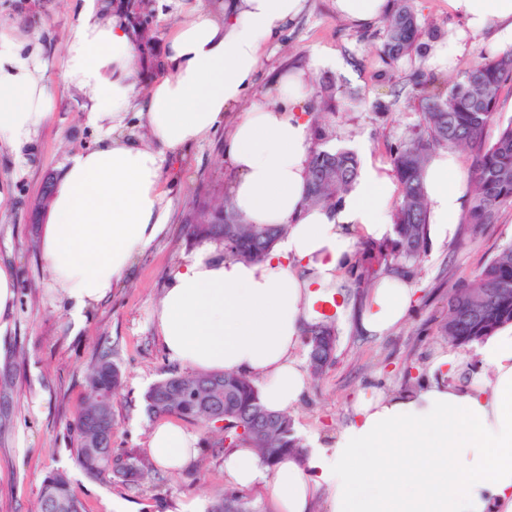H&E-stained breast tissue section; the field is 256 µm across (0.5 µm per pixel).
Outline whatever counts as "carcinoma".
I'll return each mask as SVG.
<instances>
[{"mask_svg": "<svg viewBox=\"0 0 512 512\" xmlns=\"http://www.w3.org/2000/svg\"><path fill=\"white\" fill-rule=\"evenodd\" d=\"M119 4L140 32L139 59L151 57L154 30L150 4L144 5L142 0H119ZM419 35L411 0H393L383 21L380 52L394 63L418 49ZM508 83L512 84V49L482 58L454 80L441 82L422 72L411 88L394 91L393 100L372 102L373 112L386 114L393 111L400 97L414 99L421 122L406 140L389 148L400 186L394 211L396 238L362 243L355 268L350 270V287L362 293L383 271L400 270L412 275L419 268L429 246L424 173L441 151L460 150L472 157L466 220L472 231L484 224L498 223L502 213L512 208V120L499 127L493 142L485 138L497 120L500 93ZM335 107L334 83H320L311 113L314 144L306 201L329 211L341 203V195L355 182L360 167L354 152L333 143L325 118L326 112ZM285 231L284 224L248 223L227 198H204L194 207L188 236L196 244L210 242L222 247L226 257L259 262ZM490 288L512 289V241L503 245L472 279L448 290L446 306L434 317L437 338L464 346L511 324V294L507 302L473 313L476 302ZM305 334L308 366L312 377L318 378L333 358L324 353L323 347L315 346V337L336 335L335 321L310 325ZM87 371L92 397L81 407L73 424L76 463L90 478L112 475L137 488L150 479L152 462L137 450L116 454L112 449L117 425L112 400L123 384L122 373L106 352L98 355ZM187 387L198 388L197 401L182 398V390ZM144 402L150 416L174 415L200 425L212 434L209 447L254 448L271 468L290 454L301 455L305 448L292 417L269 410L255 380L246 375L169 371L148 388ZM212 410L224 414V428L214 426ZM38 512H84L65 473H54L45 481ZM207 512H254V508L240 490L229 488L208 505Z\"/></svg>", "mask_w": 512, "mask_h": 512, "instance_id": "cac0c4a2", "label": "carcinoma"}]
</instances>
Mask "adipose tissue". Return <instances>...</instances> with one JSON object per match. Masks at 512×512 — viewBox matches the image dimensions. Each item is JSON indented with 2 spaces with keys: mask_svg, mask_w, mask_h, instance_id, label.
<instances>
[{
  "mask_svg": "<svg viewBox=\"0 0 512 512\" xmlns=\"http://www.w3.org/2000/svg\"><path fill=\"white\" fill-rule=\"evenodd\" d=\"M167 37L166 77L137 94L138 31L122 10L83 0L62 57L67 83L86 96L92 146L71 154L43 216L42 255L73 322L106 300L169 223L163 172L172 157L227 125L224 161L235 210L252 224L286 225L264 261L246 263L202 245L170 274L153 317L171 362L190 372L255 377L264 405L286 412L309 372L297 356L318 302L331 299L360 240L393 237L399 184L366 142L351 147L360 174L336 211L304 201L310 150L302 75L277 77L271 96L234 109L260 77L264 48L281 39L307 0H220L206 12L178 0ZM474 35L496 28L512 45V0H449ZM47 65L35 39L0 26V146L22 150L51 109ZM459 157L439 152L425 172L429 237L452 239L467 198ZM410 276L388 273L356 308L341 309L366 336L404 324L418 301ZM478 368L464 375L456 349L440 354L444 378L400 394H359L354 416L329 443L275 467L254 449L224 456V476L261 488L277 512H512V325L475 341ZM197 436L159 423L146 453L165 470L190 465Z\"/></svg>",
  "mask_w": 512,
  "mask_h": 512,
  "instance_id": "ef3b65f1",
  "label": "adipose tissue"
}]
</instances>
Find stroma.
Wrapping results in <instances>:
<instances>
[{
  "label": "stroma",
  "instance_id": "obj_1",
  "mask_svg": "<svg viewBox=\"0 0 512 512\" xmlns=\"http://www.w3.org/2000/svg\"><path fill=\"white\" fill-rule=\"evenodd\" d=\"M82 0H0V24H18L42 46L49 63L52 113L23 152L0 147V181L11 188L0 200V261L15 269V298L0 322V512H35L43 483L66 472L85 512H173L176 503L206 512L224 493V451L200 445L189 473L155 469L143 486L132 489L117 478L89 479L77 466L73 424L89 389L85 371L96 353H109L123 372L113 402L117 426L115 450L145 449L158 420L145 412L149 386L172 370L157 336L153 311L171 270L194 251L186 237L196 200L225 195L231 175L224 163V132L216 130L164 174L170 187V224L164 235L137 258L129 276L109 299L90 307L73 324L52 286L41 252L43 225L29 221L32 202L47 178L56 177L68 155L90 145L94 133L83 112L84 96L63 79L59 59ZM421 32L419 51L390 63L378 48L383 25L356 24L341 17L335 0H309V8L289 30L284 44L267 50L259 83L243 107L264 99L279 72L304 71L310 89L332 78L338 105L329 115L337 143L362 138L372 156L389 164L388 146L404 139L418 124L414 102L403 99L391 118H380L369 101L390 98L419 72L429 71L431 50L460 24L448 0H414ZM334 53L336 68L313 69L316 50ZM367 103L345 106L350 91ZM512 240V209L498 223L471 232L460 224L450 241L431 247L415 279L419 301L406 324L384 337L337 334L336 354L320 378L310 380L302 402L291 411L297 433L322 442L346 425L359 392L395 394L429 376L435 357L444 352L432 319L449 288L478 272L505 242Z\"/></svg>",
  "mask_w": 512,
  "mask_h": 512
}]
</instances>
